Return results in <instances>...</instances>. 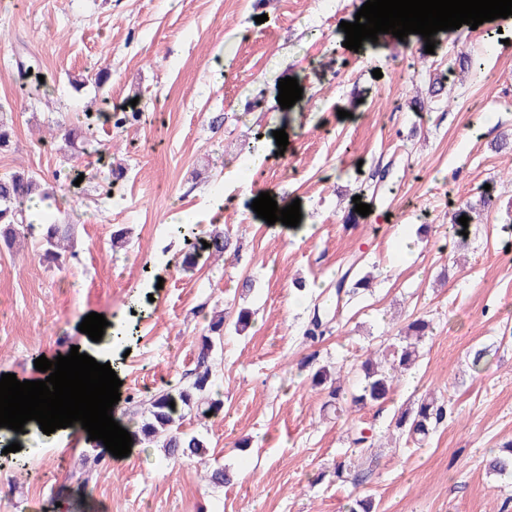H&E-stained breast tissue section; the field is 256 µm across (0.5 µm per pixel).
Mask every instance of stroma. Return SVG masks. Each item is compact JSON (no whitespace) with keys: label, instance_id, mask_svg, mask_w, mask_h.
Listing matches in <instances>:
<instances>
[{"label":"stroma","instance_id":"35a3bbf8","mask_svg":"<svg viewBox=\"0 0 512 512\" xmlns=\"http://www.w3.org/2000/svg\"><path fill=\"white\" fill-rule=\"evenodd\" d=\"M365 2L0 0V119L14 130L0 176L68 172L45 213L72 225L77 250L62 270L31 240L0 251V375L36 376L37 358L85 346L80 323L102 314L121 381L113 413L130 425L145 395L184 384L213 312L255 313L215 357L223 412L184 423L203 458L168 463L141 448L117 460L37 430L14 453L0 442V512H348L358 496L377 512H512V478L487 468L512 442V147L498 145L512 133V25L438 32L430 54L413 34L352 51L340 24ZM464 54L484 79L463 72ZM24 62L43 75L41 95L23 91ZM286 77L303 89L288 109L277 101ZM135 89L140 119L114 128ZM88 121L99 136L71 151L57 126ZM257 140L268 156L240 175ZM264 191L299 202V225L259 222L251 204ZM466 208V239L446 235ZM174 211L198 235L223 229L238 258L183 272ZM122 228L128 242L113 248ZM353 262L370 287L341 303L322 340L304 341L314 302ZM417 318L430 322L421 356L386 401L325 409L304 357L357 384L369 354ZM478 347L489 352L479 372L468 357ZM427 394L447 419L420 445L393 434L394 414ZM358 428L373 447H353ZM217 462L233 484L205 481ZM341 464L360 466L361 482L338 480Z\"/></svg>","mask_w":512,"mask_h":512}]
</instances>
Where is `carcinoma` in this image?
I'll use <instances>...</instances> for the list:
<instances>
[{"label": "carcinoma", "instance_id": "cac0c4a2", "mask_svg": "<svg viewBox=\"0 0 512 512\" xmlns=\"http://www.w3.org/2000/svg\"><path fill=\"white\" fill-rule=\"evenodd\" d=\"M35 194L42 202L54 196V192L45 187L42 179L24 169L0 177V240L11 249L22 238H35L39 244L41 260L61 269L76 257L69 245L70 225L28 222L27 203L32 201ZM172 233L182 237L184 242V252L179 261L184 270L194 268L202 258L220 260L226 254L238 256V248L232 246L230 237L222 231L216 230L202 240L186 225L177 224L172 227ZM205 242L209 243V247H203ZM362 285L364 281L354 279V266L351 265L336 280V296L348 294ZM331 307L332 304L326 300L314 305L304 331L307 339L315 341L323 336ZM251 318L252 312L245 308L238 311L233 321L222 313L211 318L207 334L201 336L197 344L192 381L177 388L162 389L150 397L146 414L132 432L134 441L144 439L154 443V447L162 449V455L167 461L197 457L203 453L205 441L181 430L182 421L192 412L199 418H205L209 412L215 416L222 411L223 395L214 390L216 374L213 359L224 345V332L230 329L237 334L245 331ZM428 327L424 319L413 320L406 326L400 344L390 348L389 359L385 360V364L381 365L370 358L362 362L364 385L353 395L352 406L361 407L385 401L395 378L419 356L417 343L424 337ZM172 402L175 403L173 407L170 406ZM445 417V405L429 396L422 399L416 409L398 414L394 419V428L412 439L418 436L424 438ZM488 470L499 476L512 474V446L491 457ZM206 480L216 487H222L232 481V475L224 466L216 465L206 470Z\"/></svg>", "mask_w": 512, "mask_h": 512}]
</instances>
